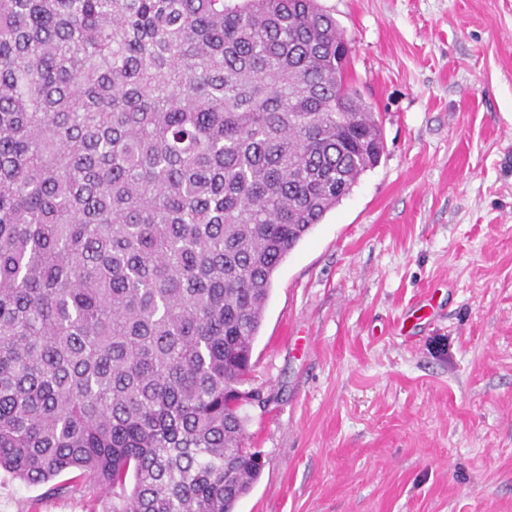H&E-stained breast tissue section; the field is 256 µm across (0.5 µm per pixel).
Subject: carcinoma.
Instances as JSON below:
<instances>
[{"mask_svg": "<svg viewBox=\"0 0 512 512\" xmlns=\"http://www.w3.org/2000/svg\"><path fill=\"white\" fill-rule=\"evenodd\" d=\"M349 62L318 0H0V471L251 491L274 274L384 149Z\"/></svg>", "mask_w": 512, "mask_h": 512, "instance_id": "obj_1", "label": "carcinoma"}]
</instances>
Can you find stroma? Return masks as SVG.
<instances>
[{
  "mask_svg": "<svg viewBox=\"0 0 512 512\" xmlns=\"http://www.w3.org/2000/svg\"><path fill=\"white\" fill-rule=\"evenodd\" d=\"M385 150L278 268L235 512H512V0H320ZM0 472V512H111Z\"/></svg>",
  "mask_w": 512,
  "mask_h": 512,
  "instance_id": "1",
  "label": "stroma"
}]
</instances>
